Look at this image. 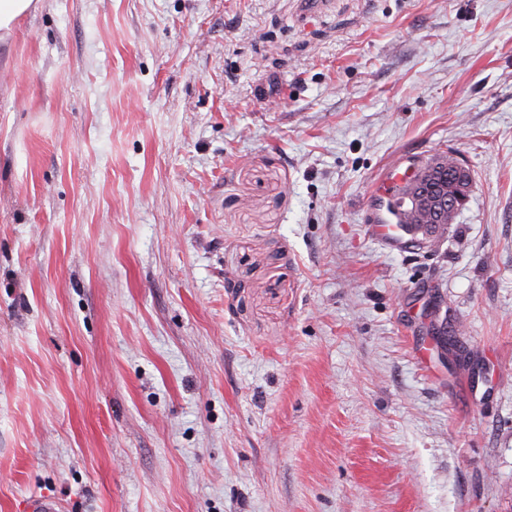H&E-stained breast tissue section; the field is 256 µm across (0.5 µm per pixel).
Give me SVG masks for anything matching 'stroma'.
Listing matches in <instances>:
<instances>
[{"label": "stroma", "mask_w": 512, "mask_h": 512, "mask_svg": "<svg viewBox=\"0 0 512 512\" xmlns=\"http://www.w3.org/2000/svg\"><path fill=\"white\" fill-rule=\"evenodd\" d=\"M470 170L434 244L381 171ZM512 512V0H40L0 42V512Z\"/></svg>", "instance_id": "obj_1"}]
</instances>
